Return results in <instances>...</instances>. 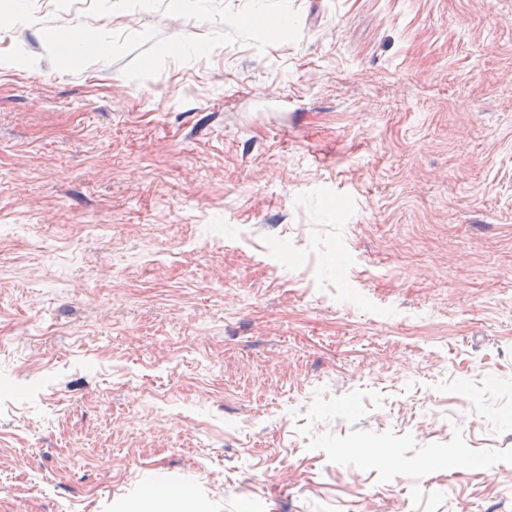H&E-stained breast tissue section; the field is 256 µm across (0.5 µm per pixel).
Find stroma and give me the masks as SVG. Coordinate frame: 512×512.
Wrapping results in <instances>:
<instances>
[{
	"label": "stroma",
	"instance_id": "35a3bbf8",
	"mask_svg": "<svg viewBox=\"0 0 512 512\" xmlns=\"http://www.w3.org/2000/svg\"><path fill=\"white\" fill-rule=\"evenodd\" d=\"M21 2L0 512H512V0H290L142 83L42 25L219 23Z\"/></svg>",
	"mask_w": 512,
	"mask_h": 512
}]
</instances>
